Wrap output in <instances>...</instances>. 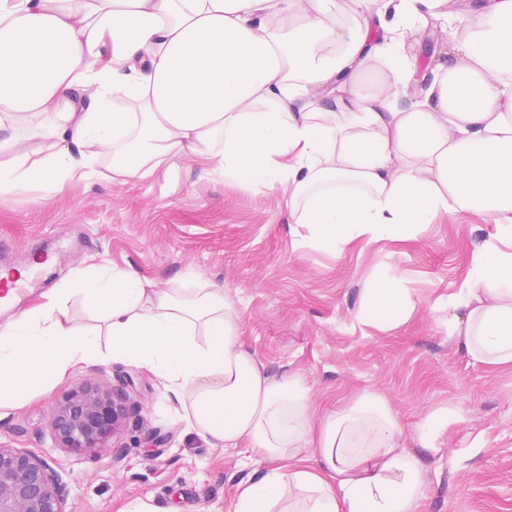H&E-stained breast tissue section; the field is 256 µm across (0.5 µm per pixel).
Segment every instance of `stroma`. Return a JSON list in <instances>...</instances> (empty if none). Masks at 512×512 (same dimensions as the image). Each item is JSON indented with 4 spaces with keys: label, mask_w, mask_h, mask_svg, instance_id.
Listing matches in <instances>:
<instances>
[{
    "label": "stroma",
    "mask_w": 512,
    "mask_h": 512,
    "mask_svg": "<svg viewBox=\"0 0 512 512\" xmlns=\"http://www.w3.org/2000/svg\"><path fill=\"white\" fill-rule=\"evenodd\" d=\"M85 177L55 187L28 184L0 200L1 257L51 260L21 302L63 292L75 323L102 328L78 287L91 272L134 269L160 288L223 285L243 313L244 338L277 373L302 374L317 413L361 390L384 395L403 428L453 405L419 512H512V365L469 361L429 310L460 288L473 248L494 227L473 213L439 216L416 241H362L334 255L296 247L280 190L224 181L198 157L161 166L148 180ZM395 263L425 306L403 331L354 327L363 278ZM125 389L134 407L113 448L77 454L55 447L51 414L75 383ZM175 397L130 360L82 364L19 409H0V444L45 458L67 482L66 512H122L144 500L155 512H229L241 481L268 464L240 443L213 447L180 419Z\"/></svg>",
    "instance_id": "35a3bbf8"
}]
</instances>
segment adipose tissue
I'll return each mask as SVG.
<instances>
[{
	"instance_id": "obj_1",
	"label": "adipose tissue",
	"mask_w": 512,
	"mask_h": 512,
	"mask_svg": "<svg viewBox=\"0 0 512 512\" xmlns=\"http://www.w3.org/2000/svg\"><path fill=\"white\" fill-rule=\"evenodd\" d=\"M444 15L452 37L402 102L424 21ZM87 143L116 179L195 156L227 181L284 189L302 249L415 239L444 212L489 216L495 233L433 309L471 362L512 364V0H0V197L90 167L71 152ZM83 291L112 358L148 368L212 444L268 461L232 512H418L452 408L407 433L365 390L317 418L305 377L271 372L244 341L223 287L113 269ZM422 304L388 263L363 279L353 320L391 333ZM103 353L50 295L0 325V407Z\"/></svg>"
}]
</instances>
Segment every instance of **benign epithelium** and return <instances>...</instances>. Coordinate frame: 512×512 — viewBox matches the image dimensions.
<instances>
[{
    "label": "benign epithelium",
    "instance_id": "7a95c632",
    "mask_svg": "<svg viewBox=\"0 0 512 512\" xmlns=\"http://www.w3.org/2000/svg\"><path fill=\"white\" fill-rule=\"evenodd\" d=\"M128 413L125 394L81 381L57 403L51 434L60 448L101 454L114 447ZM68 494L44 458L0 445V512H66Z\"/></svg>",
    "mask_w": 512,
    "mask_h": 512
}]
</instances>
